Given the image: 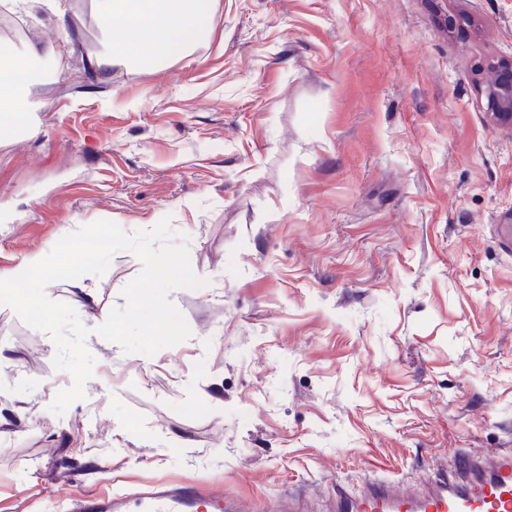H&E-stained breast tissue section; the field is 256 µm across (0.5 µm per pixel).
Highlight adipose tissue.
Here are the masks:
<instances>
[{
	"label": "adipose tissue",
	"mask_w": 512,
	"mask_h": 512,
	"mask_svg": "<svg viewBox=\"0 0 512 512\" xmlns=\"http://www.w3.org/2000/svg\"><path fill=\"white\" fill-rule=\"evenodd\" d=\"M92 6L111 38L105 50L89 57L98 74L138 63L152 66L189 53L209 35L214 0H92ZM140 44L132 53L131 44ZM43 48L31 45L11 54L7 69L14 84H0V138L13 135L19 120L29 116V100L42 60Z\"/></svg>",
	"instance_id": "1"
}]
</instances>
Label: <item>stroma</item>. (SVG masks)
Masks as SVG:
<instances>
[{
    "label": "stroma",
    "mask_w": 512,
    "mask_h": 512,
    "mask_svg": "<svg viewBox=\"0 0 512 512\" xmlns=\"http://www.w3.org/2000/svg\"><path fill=\"white\" fill-rule=\"evenodd\" d=\"M62 2L67 37L16 13L14 51L53 52L0 144V275L95 221L166 217L205 284L170 295L177 345L89 335L94 375L60 416L53 341L0 306V512L155 480L329 512L336 488L411 493L512 448V126L474 82L512 57V0H217L190 55L104 80L91 0ZM140 270L121 250L46 294L93 329Z\"/></svg>",
    "instance_id": "1"
}]
</instances>
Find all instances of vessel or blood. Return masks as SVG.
I'll return each mask as SVG.
<instances>
[{
    "label": "vessel or blood",
    "instance_id": "obj_1",
    "mask_svg": "<svg viewBox=\"0 0 512 512\" xmlns=\"http://www.w3.org/2000/svg\"><path fill=\"white\" fill-rule=\"evenodd\" d=\"M64 497L70 512H242L222 490L190 483L93 496L69 489ZM332 512H512V451L436 470L418 494L401 492L389 479L373 480L359 494L338 493Z\"/></svg>",
    "mask_w": 512,
    "mask_h": 512
}]
</instances>
